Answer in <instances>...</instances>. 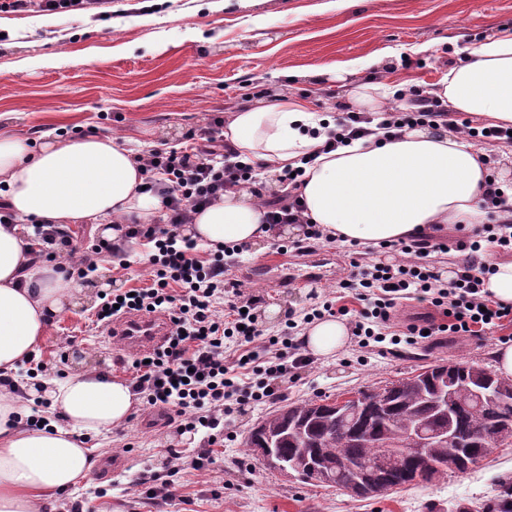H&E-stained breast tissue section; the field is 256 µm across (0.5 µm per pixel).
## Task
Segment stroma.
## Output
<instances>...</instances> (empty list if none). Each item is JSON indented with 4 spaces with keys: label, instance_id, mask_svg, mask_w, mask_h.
I'll return each mask as SVG.
<instances>
[{
    "label": "stroma",
    "instance_id": "35a3bbf8",
    "mask_svg": "<svg viewBox=\"0 0 512 512\" xmlns=\"http://www.w3.org/2000/svg\"><path fill=\"white\" fill-rule=\"evenodd\" d=\"M512 29V0H114L105 15H27L0 12V131L39 139L116 134L135 152L181 146L212 114L236 112L289 91L333 116L355 110L353 90L384 79L432 90L463 49ZM385 54L381 73L339 72V63ZM151 245L138 241L124 263L98 255L95 272L76 278L81 303L55 316L40 347L47 375L105 369L132 378L128 355L105 342L93 315L102 294L148 286ZM273 242L232 257L244 294L257 295L265 334H279L287 313L303 314L335 296L345 268L339 243L318 247L322 279H306L303 257L288 264L292 283L270 288L246 280L269 262ZM497 335L456 337L402 359L348 344L316 360L288 392L296 403L337 396L406 377L435 361L495 366ZM267 405L246 406L224 420V444L203 472L170 474L168 445L193 457L202 433L174 434L155 412L137 410L123 430L90 436L110 470L111 488L98 512H478L500 480L512 479V446L471 470L429 485L375 498L304 485L245 454L243 442ZM146 472L171 477L174 500L154 505L131 492Z\"/></svg>",
    "mask_w": 512,
    "mask_h": 512
}]
</instances>
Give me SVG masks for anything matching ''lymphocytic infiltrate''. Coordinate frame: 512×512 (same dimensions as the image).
Masks as SVG:
<instances>
[{"instance_id": "obj_1", "label": "lymphocytic infiltrate", "mask_w": 512, "mask_h": 512, "mask_svg": "<svg viewBox=\"0 0 512 512\" xmlns=\"http://www.w3.org/2000/svg\"><path fill=\"white\" fill-rule=\"evenodd\" d=\"M112 0H0V8L14 13L67 14L111 7ZM384 124L400 129L426 124L438 129L462 125L469 136L488 145L512 141V130L502 125L480 127L471 120H457L429 92L417 90L384 112ZM236 152L224 138V120L212 118L179 148L152 149L138 155L148 190L163 198L164 213L155 223L131 222L128 239H147L155 252L150 257L153 278L149 287L104 296L97 325L138 312L167 313L171 323L167 342L149 357L132 362L133 385L146 403L160 410L174 432L205 430L204 448L191 461L178 449H170L173 471L191 464L200 471L213 465L212 448L224 436V418L250 403L284 399L290 384L300 379L313 359L305 353L299 333L303 326L324 316L349 317L355 343L372 348L391 333L393 313L399 302L414 299L439 308L441 319L426 318L406 327L409 345L425 335H484L512 322V305L491 300L484 290V275L498 255L512 253V200L497 177L485 180L481 206L495 216L473 234L456 237L433 231L409 242L391 244V261L363 260L357 243L346 245L349 270L338 282L343 295L358 301V309L325 302L304 316L288 315L277 336H265L256 308L258 297L244 295L231 278L225 257L245 252L242 244L224 245L200 257L197 243L183 233L195 215L232 188L254 182V166L236 160ZM303 168L283 175L285 194L265 203L270 224L303 222L304 206L296 195ZM304 223V222H303ZM40 256L54 262L58 272L70 277L83 272L74 263L77 241L69 231L41 236ZM462 257L451 280L435 272L437 259L450 251Z\"/></svg>"}]
</instances>
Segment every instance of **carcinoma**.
<instances>
[{
  "mask_svg": "<svg viewBox=\"0 0 512 512\" xmlns=\"http://www.w3.org/2000/svg\"><path fill=\"white\" fill-rule=\"evenodd\" d=\"M448 376V404L434 405L433 388L442 376ZM489 385L512 390V379L496 374L488 367L469 362L435 363L421 368L415 375L405 377L385 387H373L366 393L381 392L390 400L378 415L369 419H354L344 424L346 432L339 433L334 400L319 399L289 404L273 410L255 426L246 441L250 452L261 443H270L279 456L291 461L301 455L309 456L320 468L337 469L345 462L362 466L373 460L377 449L374 443L419 424L429 429L450 426L463 440L458 453L467 460L488 458L497 448L512 445V437L486 440L473 434L497 426L499 420L512 418V403L499 405L477 403L470 394L475 386ZM450 454L448 448H430L427 459L411 456L396 459L386 472L384 491L431 482L434 475L443 476L448 469L437 464ZM484 512H512V481H504L498 494L483 506Z\"/></svg>",
  "mask_w": 512,
  "mask_h": 512,
  "instance_id": "obj_1",
  "label": "carcinoma"
}]
</instances>
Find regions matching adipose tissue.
<instances>
[{"instance_id": "obj_1", "label": "adipose tissue", "mask_w": 512, "mask_h": 512, "mask_svg": "<svg viewBox=\"0 0 512 512\" xmlns=\"http://www.w3.org/2000/svg\"><path fill=\"white\" fill-rule=\"evenodd\" d=\"M435 93L453 111L512 125V31L465 48ZM331 116L313 111L308 99L284 92L273 102L230 113L224 137L276 180L302 156L316 153L299 192L310 221L341 243L364 246L408 241L434 224H478L483 158L512 161V145L491 147L456 129L427 127L395 135L373 134L320 153ZM134 152L110 135L46 134L32 147L19 135L0 133V202L16 216L0 224V375L12 376L44 342L47 314L73 304L76 287L52 267L33 262V224L91 225L93 232L125 246L118 225L147 222L162 212L161 200L144 191ZM265 208L238 189L196 215L184 233L207 244H254L292 232V225L264 222ZM301 339L317 358H330L350 339L348 326L328 318L309 325ZM47 400L48 426L25 425L33 399ZM139 398L132 385L110 373L86 369L56 383L39 377L21 392L0 390V512H39V506L81 485L97 468L95 449L82 439L122 428Z\"/></svg>"}]
</instances>
